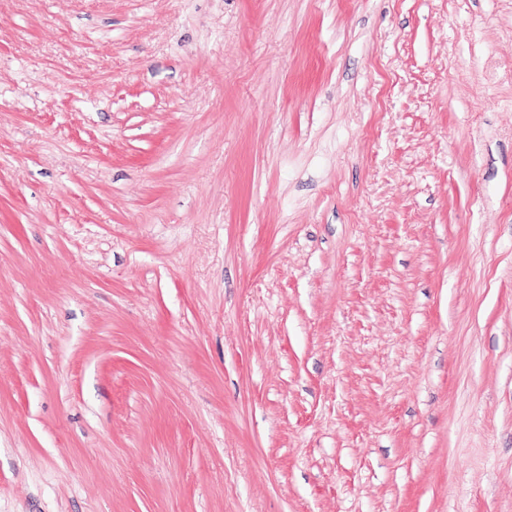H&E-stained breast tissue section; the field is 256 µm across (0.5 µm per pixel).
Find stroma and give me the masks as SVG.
Returning a JSON list of instances; mask_svg holds the SVG:
<instances>
[{
    "instance_id": "obj_1",
    "label": "stroma",
    "mask_w": 512,
    "mask_h": 512,
    "mask_svg": "<svg viewBox=\"0 0 512 512\" xmlns=\"http://www.w3.org/2000/svg\"><path fill=\"white\" fill-rule=\"evenodd\" d=\"M0 512H512V0H0Z\"/></svg>"
}]
</instances>
